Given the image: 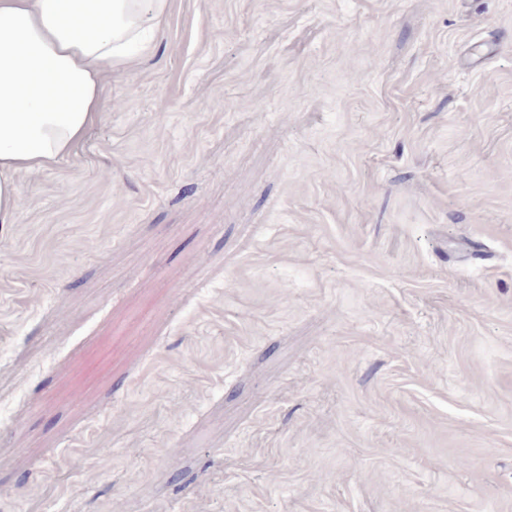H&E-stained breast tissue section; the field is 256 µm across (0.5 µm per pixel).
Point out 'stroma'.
I'll list each match as a JSON object with an SVG mask.
<instances>
[{
	"instance_id": "1",
	"label": "stroma",
	"mask_w": 512,
	"mask_h": 512,
	"mask_svg": "<svg viewBox=\"0 0 512 512\" xmlns=\"http://www.w3.org/2000/svg\"><path fill=\"white\" fill-rule=\"evenodd\" d=\"M106 85L0 224V512H512V0H177Z\"/></svg>"
}]
</instances>
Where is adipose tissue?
Returning <instances> with one entry per match:
<instances>
[{"label": "adipose tissue", "instance_id": "adipose-tissue-1", "mask_svg": "<svg viewBox=\"0 0 512 512\" xmlns=\"http://www.w3.org/2000/svg\"><path fill=\"white\" fill-rule=\"evenodd\" d=\"M174 0H0V224L23 173L74 160L107 103L105 77L135 69Z\"/></svg>", "mask_w": 512, "mask_h": 512}]
</instances>
